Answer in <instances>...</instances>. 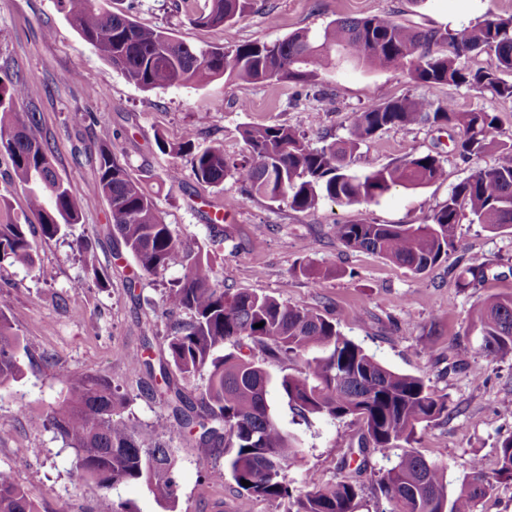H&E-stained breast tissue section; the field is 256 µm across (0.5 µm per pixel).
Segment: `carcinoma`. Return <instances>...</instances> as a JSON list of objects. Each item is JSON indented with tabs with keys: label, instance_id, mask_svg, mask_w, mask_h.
Here are the masks:
<instances>
[{
	"label": "carcinoma",
	"instance_id": "1",
	"mask_svg": "<svg viewBox=\"0 0 512 512\" xmlns=\"http://www.w3.org/2000/svg\"><path fill=\"white\" fill-rule=\"evenodd\" d=\"M68 23L126 79L143 89L202 83L224 78L241 83L316 80L332 62L390 70L408 67L411 80L426 88L371 103L354 114L344 136L320 147L285 124L246 126L241 135L247 154L231 163L217 145L198 147L189 130L170 147L176 156H190L201 185L217 186L232 174L245 193L294 211H312L329 199L369 203L395 186L421 188L444 176L439 154H411L357 175L351 160L379 133L415 126H437L456 133L454 148L463 158L493 156V164L456 184L448 199L424 224L336 225V238L348 249L379 254L423 274L456 248V230L463 220L489 232L512 227V134L497 116L481 109L461 110L451 100L429 91L444 85L465 87L479 95L512 100V15L487 11L474 25L450 28L406 25L395 13L337 19L323 32H294L273 42L248 41L222 47L195 48L172 33L139 25L129 16L104 10L100 0H58ZM252 8V0H211L210 9L193 18L209 27L236 23ZM487 54L489 67L468 61ZM27 98V84L17 80L0 87V148L9 156L13 177L26 192L37 224H0V264L35 266V233L58 236L77 224L81 209L70 186L54 169L48 143L36 133L40 116L18 105ZM93 187L110 207L107 234L144 274L179 267L182 276L165 298L171 313L190 320L176 322L166 348L155 361L144 357L151 348L129 354L135 372L160 378L174 422L158 424L153 438H143L117 415L127 398L97 375L65 374L59 399L41 414L29 415L35 430H50L74 451L78 476L101 491L98 512H138L130 501L115 504L111 491L120 484L146 486L155 499L175 512L177 480L172 442L189 435L200 461L224 448L226 465L239 489V512H251L255 499L284 506V512H356L361 487L354 480L324 483L308 473L306 490L296 491L286 472L302 461L301 440L284 429L268 403L275 388L304 419H355L360 424L359 468L369 451L401 448L391 466L378 475L380 494L389 512H476L494 482L512 479V436L498 449L499 468L489 476L480 462L460 483L448 481L447 468L427 460L413 443L417 429L451 413L448 397L433 391L422 378L394 371L346 336L338 323L318 312L291 306L248 290L232 292L216 278L210 253L190 250L160 216L153 194L133 178L102 140L90 155ZM81 261L100 277L96 249L86 246ZM489 265L469 259L458 275V287L478 289L489 280ZM262 327H256V324ZM488 357L512 354V291L481 297L470 313ZM253 343L271 360H296L303 369L272 376L266 363L242 353ZM23 375L21 339L13 318L0 307V388ZM205 376L199 402L176 382ZM250 485H242V481ZM0 512H42L31 490L12 472L0 470Z\"/></svg>",
	"mask_w": 512,
	"mask_h": 512
}]
</instances>
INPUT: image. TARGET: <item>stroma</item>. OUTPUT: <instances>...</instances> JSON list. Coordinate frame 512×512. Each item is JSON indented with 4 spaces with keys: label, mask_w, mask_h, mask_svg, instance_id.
Returning <instances> with one entry per match:
<instances>
[{
    "label": "stroma",
    "mask_w": 512,
    "mask_h": 512,
    "mask_svg": "<svg viewBox=\"0 0 512 512\" xmlns=\"http://www.w3.org/2000/svg\"><path fill=\"white\" fill-rule=\"evenodd\" d=\"M115 12L140 25L172 30L193 47L261 40L274 42L308 30L319 33L336 18L398 12L400 21L456 27L478 21L487 10L512 15V0H254L253 9L223 29L194 24L207 11L208 0H107ZM23 78L29 104L40 114L38 134L53 153L60 179L81 201L82 220L67 232L38 243L36 269L0 267V298L16 316L14 328L29 350L24 376L0 389V469H14L22 485L42 497L49 512H96L99 491L80 480L73 452L52 432L32 430L29 415L46 410L59 395L60 371L108 378L128 399L121 415L151 435L171 414L155 381L134 373L126 355L150 338L153 350L165 345L172 320L165 295L182 275L172 267L143 276L131 299L126 279L137 266L130 255L115 259L105 232L110 210L92 186L84 154L101 139L130 174L156 193L157 208L192 248L214 249L216 276L225 287L275 297L313 309L339 323L342 332L387 367L423 378L447 396L452 413L421 427L417 450L447 466L451 483L481 460L487 473L498 468L496 447L512 435V415L502 404L512 399V354L485 356L475 333L467 329L477 292L457 286L468 259L490 264L494 277L485 289L512 291V230L486 231L462 222L457 247L422 275L378 255L353 251L336 237L335 227L365 220L374 224H421L448 198L452 188L492 157L462 161L451 149L448 132L428 127L389 129L363 146L352 168L362 173L408 154L440 153L442 180L409 189L394 187L372 203L346 205L321 201L313 211L297 212L246 199L236 176L218 186L199 185L188 158L160 151V144H178L185 130L197 133L201 145L222 144L225 155L241 161L246 146L243 126L287 124L319 147L343 135L355 112L383 98L416 92L407 69L370 70L332 65L316 84L263 82L236 84L216 79L202 84L143 89L113 70L66 21L57 0H0V82ZM439 97L461 109L481 108L495 114L512 133V101L479 96L465 88L444 86ZM179 166L175 185L162 181ZM0 224L24 222L29 214L23 189L11 178L6 152L0 150ZM223 209L228 241L212 246L211 210ZM95 244L105 281H97L81 262L84 242ZM468 348L464 365H456L457 347ZM279 423L298 433L304 443L301 465L287 477L303 489L305 471L326 482L357 481V512H386L377 490L379 471L389 467L396 450L371 452L368 466L356 471L349 460L359 425L346 419L312 418L295 423L285 398L271 393ZM179 484L176 512H238L236 485L224 467L223 451L199 461L191 444L174 445Z\"/></svg>",
    "instance_id": "35a3bbf8"
}]
</instances>
